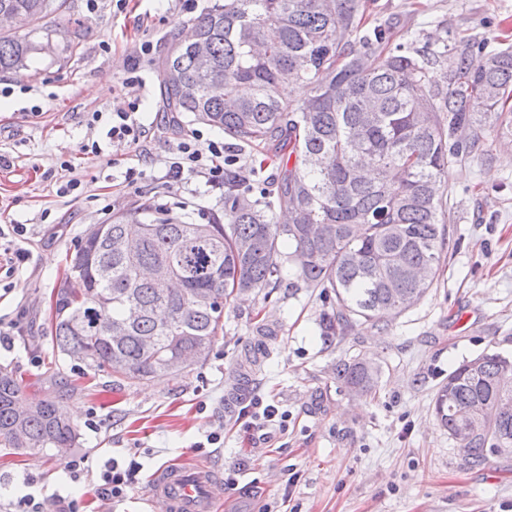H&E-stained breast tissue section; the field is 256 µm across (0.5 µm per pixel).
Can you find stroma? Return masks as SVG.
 I'll use <instances>...</instances> for the list:
<instances>
[{"label":"stroma","instance_id":"1","mask_svg":"<svg viewBox=\"0 0 512 512\" xmlns=\"http://www.w3.org/2000/svg\"><path fill=\"white\" fill-rule=\"evenodd\" d=\"M363 23L389 27L397 43L471 53L480 42L512 46V0H359ZM192 17L179 0H67L44 18L56 56L23 85L0 74V364L15 368L36 401H59L79 434L67 457L85 462L78 476L56 452L13 455L0 448V512L24 496L45 507L61 495L84 512H157L148 480L172 463L222 469L216 512H512V456L471 465L437 422L435 394L463 361L497 352L512 358V129L487 128L488 153L448 171L454 216L435 283L413 308L380 330L359 322L323 336L330 311L323 288L295 284L243 295L224 307V329L209 358L171 378L115 381L83 374L56 352L49 301L65 257L90 227L143 202L197 224L223 215L224 196L203 177L165 180L179 137L160 109L158 63L171 35L187 36ZM80 43L68 50L72 28ZM154 44L144 63L139 148L109 139L106 113L130 96L123 81L140 42ZM102 120H95V113ZM99 143L100 154L83 153ZM143 172L131 184L127 170ZM81 196L59 195L72 179ZM22 224L25 236L10 233ZM25 263L10 265L16 250ZM269 329V354L251 376L233 414L224 396L243 350ZM352 357L381 366L377 392L353 393L336 378ZM58 367L54 380L49 367ZM273 406L278 414L267 419ZM221 435L218 445L207 442ZM137 460L135 483L120 499L102 496L103 473Z\"/></svg>","mask_w":512,"mask_h":512}]
</instances>
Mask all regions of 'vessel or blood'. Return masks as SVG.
Returning a JSON list of instances; mask_svg holds the SVG:
<instances>
[{
    "instance_id": "1",
    "label": "vessel or blood",
    "mask_w": 512,
    "mask_h": 512,
    "mask_svg": "<svg viewBox=\"0 0 512 512\" xmlns=\"http://www.w3.org/2000/svg\"><path fill=\"white\" fill-rule=\"evenodd\" d=\"M220 480L219 471L208 465H172L152 476L149 493L167 512H212L210 491Z\"/></svg>"
}]
</instances>
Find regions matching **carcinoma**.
<instances>
[{"label":"carcinoma","mask_w":512,"mask_h":512,"mask_svg":"<svg viewBox=\"0 0 512 512\" xmlns=\"http://www.w3.org/2000/svg\"><path fill=\"white\" fill-rule=\"evenodd\" d=\"M66 0H0L32 29L0 31V73L42 53L39 22ZM195 42L173 39L160 66V95L172 124L224 130V222L194 224L148 203L82 238L50 300L54 346L65 359L119 379L169 376V360L212 349L224 304L236 294L273 288L283 263L307 286L333 290L324 335L356 320L385 326L432 287L446 244L448 169L478 147L460 129L496 124L512 99V49L478 55L391 45L390 29H364L358 0H215L194 19ZM357 39L354 48L351 39ZM209 49L198 68L194 43ZM290 79L312 95L293 107L280 86ZM448 113L442 124L440 112ZM262 144L292 164L276 178L275 199L241 155ZM139 224L136 250L114 243ZM291 252L282 260L279 242ZM163 274L170 288L154 287ZM141 309L130 320L127 310ZM512 359L486 353L448 374L434 411L448 435L457 409L471 412L465 456L475 466L512 439V388L499 376ZM380 366L353 359L336 378L361 395L378 386ZM23 386L0 366V446L22 438L39 452L76 447V427L58 401L19 410Z\"/></svg>","instance_id":"1"}]
</instances>
